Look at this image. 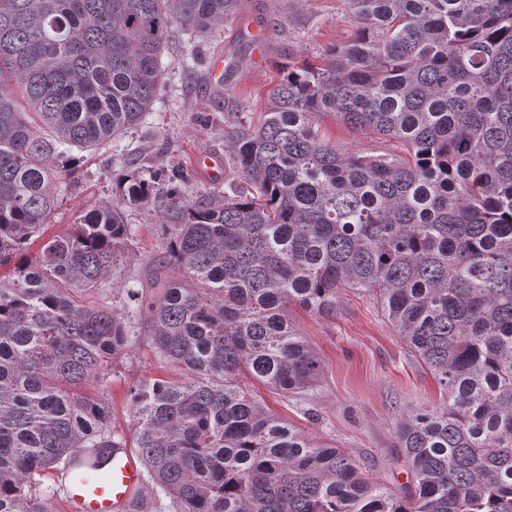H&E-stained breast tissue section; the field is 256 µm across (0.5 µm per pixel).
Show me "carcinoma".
<instances>
[{
  "mask_svg": "<svg viewBox=\"0 0 512 512\" xmlns=\"http://www.w3.org/2000/svg\"><path fill=\"white\" fill-rule=\"evenodd\" d=\"M244 2L0 0V512H53L63 483L126 447L106 393L136 316L179 373L129 390L134 448L173 512H512V0H346L355 37L288 60L263 118L224 130L241 186L114 172L112 201L44 237L81 160L67 150L140 123L173 28L191 67ZM327 115L401 152L345 150ZM156 199L158 292L127 289L118 313L102 294L135 236L125 212ZM346 288L444 393L396 423L409 497L240 382L312 399L321 362L288 307L334 315Z\"/></svg>",
  "mask_w": 512,
  "mask_h": 512,
  "instance_id": "cac0c4a2",
  "label": "carcinoma"
}]
</instances>
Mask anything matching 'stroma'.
I'll return each instance as SVG.
<instances>
[{
  "label": "stroma",
  "instance_id": "obj_1",
  "mask_svg": "<svg viewBox=\"0 0 512 512\" xmlns=\"http://www.w3.org/2000/svg\"><path fill=\"white\" fill-rule=\"evenodd\" d=\"M354 30L345 0H247L223 32L203 43L193 71L171 64L157 103L137 126L86 154L75 181L50 216L47 234L66 231L85 210L111 200L112 173L124 167L145 177L179 170L190 195L207 186V179L194 168L195 160L206 153L223 157L224 130L234 123L236 108L259 117L281 77V63L291 56L299 61L314 58L350 40ZM216 54L238 62L224 86L208 81L210 59ZM321 125L346 150L380 153L392 148L377 135L349 128L330 116ZM156 211L151 205L127 212L128 223L138 232L123 248L112 274L113 308H120L124 288H146L151 283L154 261L165 244ZM290 315L321 360L318 395L300 404L259 384L255 394L298 429L346 448L372 480L412 494L414 484L396 446L395 425L408 409L441 403L442 391L430 370L402 344L367 295L344 290L331 317L297 306ZM135 331L141 340L130 356L117 362L111 389L112 425L128 440L135 429L128 400L132 385L157 374L178 375L143 342L144 323H137Z\"/></svg>",
  "mask_w": 512,
  "mask_h": 512
}]
</instances>
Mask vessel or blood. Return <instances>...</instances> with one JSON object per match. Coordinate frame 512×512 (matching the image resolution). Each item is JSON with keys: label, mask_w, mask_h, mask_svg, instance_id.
<instances>
[{"label": "vessel or blood", "mask_w": 512, "mask_h": 512, "mask_svg": "<svg viewBox=\"0 0 512 512\" xmlns=\"http://www.w3.org/2000/svg\"><path fill=\"white\" fill-rule=\"evenodd\" d=\"M102 470L106 475L104 481L66 483L64 495L71 512H127L145 488L142 463L132 449H112L105 456Z\"/></svg>", "instance_id": "1"}]
</instances>
